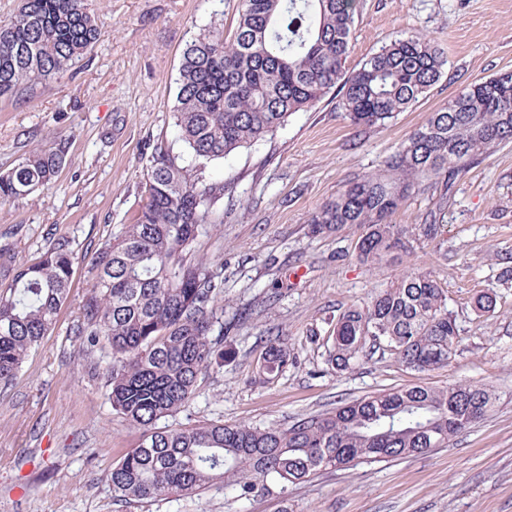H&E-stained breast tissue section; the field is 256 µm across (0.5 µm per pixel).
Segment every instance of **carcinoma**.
<instances>
[{
  "instance_id": "cac0c4a2",
  "label": "carcinoma",
  "mask_w": 512,
  "mask_h": 512,
  "mask_svg": "<svg viewBox=\"0 0 512 512\" xmlns=\"http://www.w3.org/2000/svg\"><path fill=\"white\" fill-rule=\"evenodd\" d=\"M356 0H241L231 38L204 31L184 50L175 125L195 159L222 160L260 142L287 118L315 106L331 90L355 126H374L411 109L443 76L447 59L426 36L400 34L352 72ZM87 0H23L0 22V98L58 78L99 38ZM512 142V72L471 82L429 113L384 161L349 182L310 219L311 233L362 228L355 249L364 264L434 240L439 224L393 223L410 191L436 179L451 191L470 167ZM65 147L33 149L0 175V200L26 197L52 183ZM224 182L193 178L163 143L153 146L137 218L90 259L92 284L79 308L78 335L108 348L106 383L112 411L141 431L107 480L119 501L153 502L216 483L239 500H254L326 467L348 468L425 454L448 444L471 416L490 412L495 396L471 383L384 390L287 428L204 422L175 428L199 376L221 356L215 272L194 255L213 223ZM74 256L65 245L13 269L0 284V384L16 377L29 352L51 330L67 298ZM459 329L447 295L427 272L413 271L365 308L349 307L328 336V362L355 364L366 346L384 347L414 371L448 366ZM288 346L269 341L259 371L288 366Z\"/></svg>"
}]
</instances>
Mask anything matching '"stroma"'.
<instances>
[{
	"instance_id": "stroma-1",
	"label": "stroma",
	"mask_w": 512,
	"mask_h": 512,
	"mask_svg": "<svg viewBox=\"0 0 512 512\" xmlns=\"http://www.w3.org/2000/svg\"><path fill=\"white\" fill-rule=\"evenodd\" d=\"M101 35L64 76L0 98V175L35 147L67 141L63 168L30 196L0 201V282L62 242L73 252L69 295L51 331L0 386V512H512V143L500 146L450 195L416 186L398 224L437 221L441 234L372 265L354 256L346 227L315 236L309 219L346 183L379 169L430 112L467 83L512 71V0H358L347 69L401 33L435 39L443 77L411 110L352 126L329 93L289 116L272 136L208 163L224 184V220L209 225L197 256L218 273L224 359L163 426L210 421L289 427L340 403L390 388L472 383L491 390V412L423 455L327 468L289 485L287 497L235 500L220 487L150 503L114 500L113 464L140 432L113 414L107 352L77 334L88 262L141 206L151 148L165 142L194 161L174 124L186 45L204 29L236 27L240 0H88ZM444 288L460 338L448 366L418 373L375 349L349 370L328 366L327 336L340 312L364 307L412 270ZM496 298L481 313V294ZM293 362L274 380L259 373L268 328Z\"/></svg>"
}]
</instances>
